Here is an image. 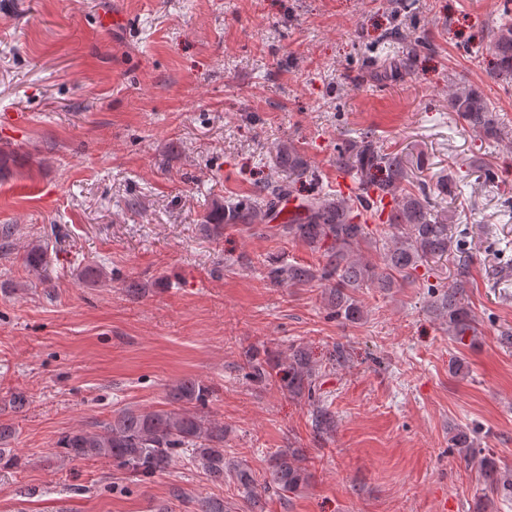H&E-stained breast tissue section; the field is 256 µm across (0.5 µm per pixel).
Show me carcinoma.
<instances>
[{
	"label": "carcinoma",
	"instance_id": "obj_1",
	"mask_svg": "<svg viewBox=\"0 0 512 512\" xmlns=\"http://www.w3.org/2000/svg\"><path fill=\"white\" fill-rule=\"evenodd\" d=\"M490 45L498 58L499 73L512 80L511 19H506L493 33ZM448 108L478 134L496 141L508 136L486 101L473 91L449 90ZM336 169L358 181L361 197L354 200L337 193L310 197L303 203V213L271 227L273 233L319 252L322 263L316 267L270 263L266 269L270 282L276 285L326 283L333 291L336 317L353 323L362 317L354 298L360 288H398L417 280L419 269L431 271V260L448 254V215L434 192L424 187L410 188L401 154L376 149L370 131L337 150ZM311 176L313 171L301 150L288 141L279 143L275 169L253 196L212 205L205 220L209 233L218 237L224 234L226 226L262 223L265 212L290 193L289 181ZM387 197L393 201L388 214L384 204ZM384 213L385 226L391 234L382 245L381 261L376 263L365 259L361 247L375 243L378 229L371 225ZM16 232V227L10 224L0 226V255H11ZM24 261L27 268L37 273L46 262V253L39 245L29 246ZM467 283V270L462 267L452 285L442 287L432 296V306L448 326V334L460 340L466 336L474 338L478 333V323L465 302ZM244 369L248 376L258 380L279 378L294 395L305 392L314 397L316 370L301 349L294 350L284 362L263 361L251 353L245 359ZM212 396V389L201 381L181 378L168 385L165 407L153 411L124 408L109 420L66 432L55 443L59 448L57 455L71 461L107 460L133 476L147 479L164 472L180 451L189 448L211 482H224L226 469L233 470L251 512H256L262 494L270 490L279 494L297 491L308 478L297 448L273 455L261 484L246 463L224 459V427L205 412ZM478 462L489 487L502 481L512 484V472H499L491 458L483 455Z\"/></svg>",
	"mask_w": 512,
	"mask_h": 512
}]
</instances>
